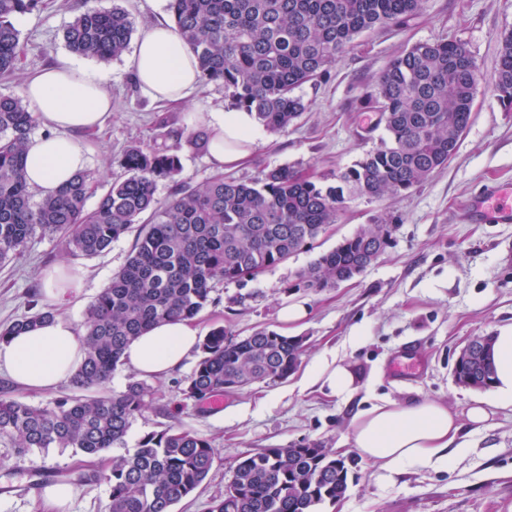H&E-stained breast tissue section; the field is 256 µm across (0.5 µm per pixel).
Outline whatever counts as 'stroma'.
<instances>
[{"label": "stroma", "mask_w": 512, "mask_h": 512, "mask_svg": "<svg viewBox=\"0 0 512 512\" xmlns=\"http://www.w3.org/2000/svg\"><path fill=\"white\" fill-rule=\"evenodd\" d=\"M126 8L136 31L170 21L168 0H42L38 9L17 15L14 23L23 47L19 71L0 78V94H19L25 76L68 56L63 31L84 5ZM512 30V0H426L422 14L399 30H375L358 36L337 60L329 78L305 85L300 93L307 109L286 130L267 134L251 161L232 175L252 178L264 166H300L313 176L330 175L354 164L376 147L384 134L375 113L360 104L378 75L405 48L442 35L465 41L484 77L494 74L500 38ZM129 56L111 62L88 60V67L110 75L112 116L102 136L93 138L87 166L102 186L123 178L117 157L130 143H143L158 132L165 117L170 127L197 116L204 129L209 113L227 108L221 85L199 84L186 100L167 103L143 95L129 68ZM512 183V109L486 84L480 85L469 127L447 167L401 195L346 200L331 225L287 262L270 268L246 285L217 284L212 302L197 317L202 331L221 326L236 338L266 327L302 336L306 350L287 380L257 383L224 393L221 407L186 399L183 389L198 358L184 369L155 380L154 400L132 424L126 451L146 433L179 424L207 438L216 461L202 485L174 507V512H209L223 494L232 467L256 448H285L305 439L354 456L349 444L351 418L363 397L410 403L424 398L465 411L476 390L458 385L452 367L468 339L512 325V224H472L467 203L494 183ZM380 217L393 219L392 239L380 258L361 274L321 291L296 287L298 274L323 253ZM135 232L113 242L95 257L66 254L57 237L39 235L23 253L0 267V325L32 313L30 299L41 292L42 270L65 263L85 271L80 304L62 315L83 324L88 306L126 263ZM304 300L309 317L286 326L282 306ZM343 357L360 390L343 401L316 388H303L307 370L320 358ZM412 357L406 374L394 366ZM467 453L444 471L410 470L388 482L376 468L359 461L343 499L321 512H512V408L496 410L483 424L464 426ZM70 448H35L17 455L0 440V512H47L41 499L40 471L74 483L70 512H105L107 484L79 482L98 470Z\"/></svg>", "instance_id": "1"}]
</instances>
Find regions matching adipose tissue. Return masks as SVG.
<instances>
[{"label": "adipose tissue", "instance_id": "adipose-tissue-1", "mask_svg": "<svg viewBox=\"0 0 512 512\" xmlns=\"http://www.w3.org/2000/svg\"><path fill=\"white\" fill-rule=\"evenodd\" d=\"M141 90L156 99L180 101L199 82L192 51L169 25L149 27L140 34L132 56ZM108 77L95 69L62 57L52 67L28 74L23 95L43 135L26 145V181L47 195L83 171L88 146L81 132L102 126L112 114ZM208 157L220 170H232L249 160L265 140V129L245 110L210 113L206 121ZM47 303L76 304L84 277L59 264L42 274ZM200 329L190 320H169L153 326L124 350V364L142 377L162 379L181 369L195 350ZM83 359L81 334L63 316L12 336L0 343V371L26 389L47 393L69 380ZM491 362L495 379L488 396L475 399L466 415H458L438 400L402 404L381 399L357 411L352 418L351 445L361 459L377 465L381 478L390 479L409 469L442 470L465 448V424L479 425L491 408L512 407V326L499 328L493 338ZM308 385L343 400L358 390L356 376L341 358L322 359L306 376Z\"/></svg>", "mask_w": 512, "mask_h": 512}]
</instances>
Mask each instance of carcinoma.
<instances>
[{"mask_svg":"<svg viewBox=\"0 0 512 512\" xmlns=\"http://www.w3.org/2000/svg\"><path fill=\"white\" fill-rule=\"evenodd\" d=\"M41 0H0V76L20 64L14 18ZM424 0H169L175 30L194 53L200 81L224 86L230 107L254 113L270 131L287 128L306 110L296 90L326 78L358 36L400 27ZM130 13L87 7L66 26L64 41L77 56L110 61L128 50ZM484 80L468 44L438 38L406 48L381 73L366 97L385 136L352 166L316 179L289 166L264 167L252 179L216 174L197 186L177 181L179 152L208 150L209 136L168 130L162 141L128 146L118 159L126 176L97 206L85 208L96 182L87 172L49 196L35 198L25 177V146L37 124L24 97L0 94V263L20 255L36 235H55L74 256L93 257L138 225L134 249L110 284L89 305L83 323L84 359L71 379L74 393L46 406L0 398V438L24 455L33 448H73L101 456L125 447L135 418L153 401L145 380L109 392L125 346L161 319H194L219 282L246 284L286 262L336 223L353 197L402 194L425 183L455 155ZM490 87L512 107V31L504 33ZM174 191L164 203L157 183ZM386 218L363 229L377 242L348 237L298 276L296 286L333 287L352 269L383 253ZM54 317L42 308L0 327V342ZM492 340L452 368L457 383L490 388ZM301 338L266 328L232 339L209 331L184 394L198 404L256 382L287 379L301 362ZM215 462L211 443L168 426L144 435L137 448L112 459L106 512H173L205 480ZM356 462L336 457L319 441L260 448L236 461L224 495L209 512H320L344 498Z\"/></svg>","mask_w":512,"mask_h":512,"instance_id":"1","label":"carcinoma"}]
</instances>
